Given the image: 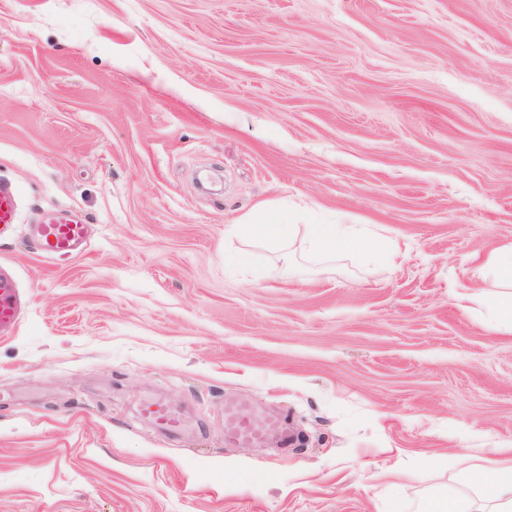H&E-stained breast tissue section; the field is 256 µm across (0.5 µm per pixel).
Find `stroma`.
Listing matches in <instances>:
<instances>
[{
	"mask_svg": "<svg viewBox=\"0 0 512 512\" xmlns=\"http://www.w3.org/2000/svg\"><path fill=\"white\" fill-rule=\"evenodd\" d=\"M0 182V512H410L512 442L475 274L512 246V0H0ZM282 206L394 265L225 237ZM54 210L86 253L36 254ZM231 403L293 445L227 443ZM19 197L17 186L0 182V238L18 223ZM25 309L20 289L13 276L0 274V338L9 337L17 331ZM145 414L155 423L169 430L178 429L182 425L179 413L162 402H151L144 406Z\"/></svg>",
	"mask_w": 512,
	"mask_h": 512,
	"instance_id": "stroma-1",
	"label": "stroma"
}]
</instances>
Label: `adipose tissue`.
<instances>
[{"label": "adipose tissue", "instance_id": "adipose-tissue-1", "mask_svg": "<svg viewBox=\"0 0 512 512\" xmlns=\"http://www.w3.org/2000/svg\"><path fill=\"white\" fill-rule=\"evenodd\" d=\"M230 234L256 239L282 252L299 250L322 261L344 254H358L370 260L393 262L390 250L362 224H301L288 207L265 209L246 223L233 224ZM489 274L501 292L487 302L492 320L512 329V247L494 251ZM464 485L478 486L477 496L461 492H436L417 506V512H512V448H483L470 455L460 469Z\"/></svg>", "mask_w": 512, "mask_h": 512}]
</instances>
